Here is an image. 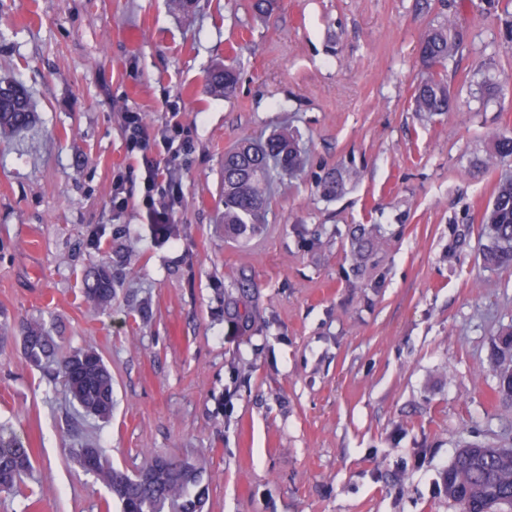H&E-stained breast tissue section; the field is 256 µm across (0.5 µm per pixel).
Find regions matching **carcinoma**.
<instances>
[{
  "instance_id": "cac0c4a2",
  "label": "carcinoma",
  "mask_w": 512,
  "mask_h": 512,
  "mask_svg": "<svg viewBox=\"0 0 512 512\" xmlns=\"http://www.w3.org/2000/svg\"><path fill=\"white\" fill-rule=\"evenodd\" d=\"M463 48L462 34L453 22L432 27L421 39L419 59L424 72L412 90L416 112L440 114L452 109L448 88V63ZM239 75L230 64L209 72L210 88L229 97ZM34 115L28 89L15 82H0V133L24 130ZM512 159V135L494 137L487 167ZM301 165L300 134L283 128L261 144L249 139L224 153V234L233 240L250 238L265 221L272 192L271 171L290 177ZM351 173L329 174L320 180L323 196L337 198L346 190ZM480 223L489 231L483 263L492 268L512 267V177L499 178L492 200ZM112 269L93 267L83 282L81 295L88 304L112 308ZM22 354L27 362L51 378L62 381L72 404L83 414L108 421L114 409L112 373L96 349L87 346L62 353L55 336L40 322L24 327ZM495 393L512 400V328L495 340ZM74 462L104 484L120 512H207L209 489L203 484L204 467L193 458L174 459L151 454L137 471L112 466L100 449H70ZM33 468L32 449L15 432L0 428V493L19 494ZM448 503L458 512H512V448H494L468 442L455 453L442 476Z\"/></svg>"
}]
</instances>
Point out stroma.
Listing matches in <instances>:
<instances>
[{"instance_id":"1","label":"stroma","mask_w":512,"mask_h":512,"mask_svg":"<svg viewBox=\"0 0 512 512\" xmlns=\"http://www.w3.org/2000/svg\"><path fill=\"white\" fill-rule=\"evenodd\" d=\"M455 20L452 111L414 112L419 43ZM233 64L232 97L208 70ZM512 49L485 0H0V79L23 84L33 134L0 135V426L28 441L27 490L0 512H119L70 449L132 472L149 453L204 457L210 512H456L441 474L465 441L512 445L493 397L494 339L512 326V268L485 267L480 213L512 132ZM501 82L481 105L483 77ZM191 127L174 233L142 205L124 112ZM298 129L305 163L262 232L224 236V152ZM356 171L337 198L326 173ZM131 198L114 217L112 179ZM383 245L358 264L350 233ZM106 226L100 250L89 231ZM112 266V307L80 288ZM41 322L112 372L110 422L78 414L25 360ZM512 159V135L501 133L494 137L492 151L487 159V167H496Z\"/></svg>"}]
</instances>
